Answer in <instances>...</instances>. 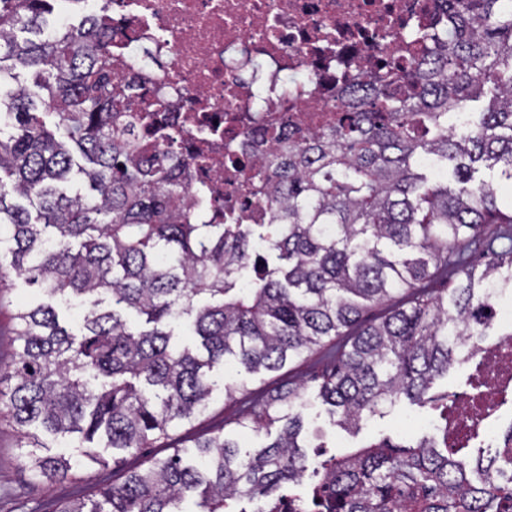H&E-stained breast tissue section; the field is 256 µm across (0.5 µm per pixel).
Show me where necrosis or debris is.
Returning a JSON list of instances; mask_svg holds the SVG:
<instances>
[{
    "instance_id": "necrosis-or-debris-1",
    "label": "necrosis or debris",
    "mask_w": 512,
    "mask_h": 512,
    "mask_svg": "<svg viewBox=\"0 0 512 512\" xmlns=\"http://www.w3.org/2000/svg\"><path fill=\"white\" fill-rule=\"evenodd\" d=\"M436 0H100L112 17V72L136 77L138 101L161 96L201 156L191 197L210 221L255 219L250 179L266 125L309 132L349 103L351 80L395 67L407 27L433 24ZM318 77L316 93L303 78ZM497 336L469 361L466 392L448 402V445L493 446L512 413V294L497 296Z\"/></svg>"
}]
</instances>
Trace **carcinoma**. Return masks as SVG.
Masks as SVG:
<instances>
[{
	"mask_svg": "<svg viewBox=\"0 0 512 512\" xmlns=\"http://www.w3.org/2000/svg\"><path fill=\"white\" fill-rule=\"evenodd\" d=\"M444 6L441 25L408 31L401 81L361 73L336 120L266 129L271 152L251 179L269 222L208 224L190 205L195 154L148 111L164 102L142 107L135 80L113 77L112 18L90 13L47 34L53 0H0V246L12 256L0 282L13 273L51 298H78L82 326L69 333L50 304L17 310L0 424L38 479L173 449L53 512H182L187 493L198 512L255 497L282 512L283 485L305 477L316 479L317 512H512V433L467 464L468 449L424 437L308 469L304 382L237 420L239 432L271 438L256 453L222 428L173 434L208 409L216 366L276 372L317 351L316 398L349 431L404 399L452 397L431 390L476 353L491 292L512 290V204L487 181L470 185L478 163L512 181V0ZM18 68L46 95L12 86ZM424 157L453 163L459 186L430 178ZM74 173L87 194L68 193ZM184 315L194 349L173 346L170 321ZM39 429L76 436L77 452L40 453Z\"/></svg>",
	"mask_w": 512,
	"mask_h": 512,
	"instance_id": "carcinoma-1",
	"label": "carcinoma"
}]
</instances>
